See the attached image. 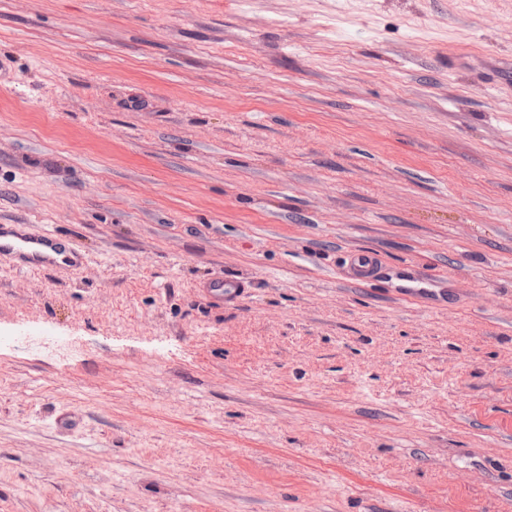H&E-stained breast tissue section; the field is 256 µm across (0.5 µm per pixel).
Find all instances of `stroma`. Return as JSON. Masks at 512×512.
I'll return each mask as SVG.
<instances>
[{"mask_svg":"<svg viewBox=\"0 0 512 512\" xmlns=\"http://www.w3.org/2000/svg\"><path fill=\"white\" fill-rule=\"evenodd\" d=\"M0 58V224L84 254L0 256V512H512V0H0ZM18 230L10 231L14 237L10 243L2 238L8 232L0 226V256L9 255L16 263L28 269H45L66 266L78 269L83 264V255L73 242L62 241L51 232H35L28 224H15ZM63 255L62 264L53 256Z\"/></svg>","mask_w":512,"mask_h":512,"instance_id":"stroma-1","label":"stroma"}]
</instances>
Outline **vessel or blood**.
I'll list each match as a JSON object with an SVG mask.
<instances>
[{
  "mask_svg": "<svg viewBox=\"0 0 512 512\" xmlns=\"http://www.w3.org/2000/svg\"><path fill=\"white\" fill-rule=\"evenodd\" d=\"M4 235V229L0 228V256L9 255L23 267L45 269L61 264L75 270L83 264L78 246L62 242L53 233L36 232L23 224L14 231L12 242H4Z\"/></svg>",
  "mask_w": 512,
  "mask_h": 512,
  "instance_id": "1",
  "label": "vessel or blood"
}]
</instances>
